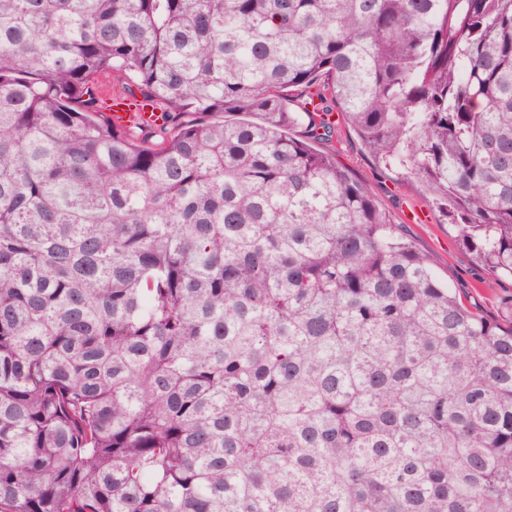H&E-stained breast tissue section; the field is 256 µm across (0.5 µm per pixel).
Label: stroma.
Instances as JSON below:
<instances>
[{
    "label": "stroma",
    "instance_id": "1",
    "mask_svg": "<svg viewBox=\"0 0 512 512\" xmlns=\"http://www.w3.org/2000/svg\"><path fill=\"white\" fill-rule=\"evenodd\" d=\"M342 138L341 146L335 148L320 140L313 141L312 146L320 152H335L341 164L370 184L379 209L418 251L430 258L442 281L455 288L470 306L488 315L495 314L502 300L512 296V281L499 279L476 263L460 246L453 226L415 183L402 178L395 170L378 165L354 133L343 132ZM415 210L427 214V223L408 222V215Z\"/></svg>",
    "mask_w": 512,
    "mask_h": 512
}]
</instances>
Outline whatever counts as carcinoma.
<instances>
[{
    "label": "carcinoma",
    "mask_w": 512,
    "mask_h": 512,
    "mask_svg": "<svg viewBox=\"0 0 512 512\" xmlns=\"http://www.w3.org/2000/svg\"><path fill=\"white\" fill-rule=\"evenodd\" d=\"M300 123L512 280V0H0V512H512V299ZM100 95L106 98L108 104H112L109 112H106V117L116 128H157L167 121L165 112L148 106L143 107L139 95L121 98L113 96L108 91H102ZM343 143H336V159L357 178L373 189L379 209L413 246L427 255L437 276L447 282L468 302L487 315H494L504 298L512 296V281L502 280L477 264L460 246L454 227L422 194L419 187L402 178L393 169L378 165L353 132L341 129ZM422 209L428 216L425 224H412L407 216Z\"/></svg>",
    "instance_id": "cac0c4a2"
}]
</instances>
